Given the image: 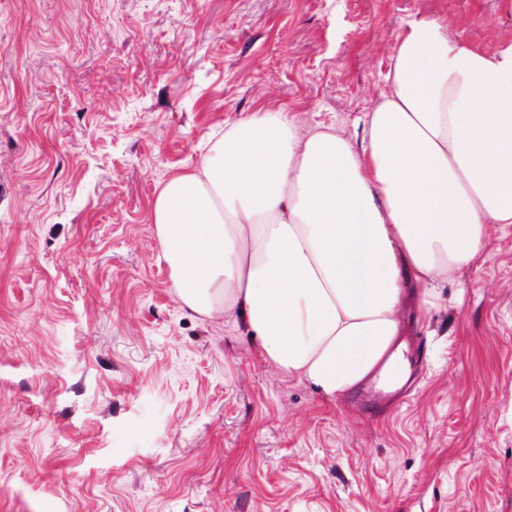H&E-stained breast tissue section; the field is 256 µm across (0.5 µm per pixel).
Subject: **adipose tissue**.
<instances>
[{"instance_id":"obj_1","label":"adipose tissue","mask_w":512,"mask_h":512,"mask_svg":"<svg viewBox=\"0 0 512 512\" xmlns=\"http://www.w3.org/2000/svg\"><path fill=\"white\" fill-rule=\"evenodd\" d=\"M387 81L363 150L259 112L152 205L180 301L242 320L272 365L329 397L405 380L407 300L433 307L489 226L512 224V46L413 21Z\"/></svg>"}]
</instances>
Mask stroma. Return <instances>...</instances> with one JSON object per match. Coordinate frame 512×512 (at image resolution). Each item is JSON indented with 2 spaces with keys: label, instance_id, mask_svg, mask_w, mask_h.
I'll return each instance as SVG.
<instances>
[{
  "label": "stroma",
  "instance_id": "obj_1",
  "mask_svg": "<svg viewBox=\"0 0 512 512\" xmlns=\"http://www.w3.org/2000/svg\"><path fill=\"white\" fill-rule=\"evenodd\" d=\"M433 17L512 45V0H0V512H512V224L368 406L185 307L151 222L255 113L362 147Z\"/></svg>",
  "mask_w": 512,
  "mask_h": 512
}]
</instances>
